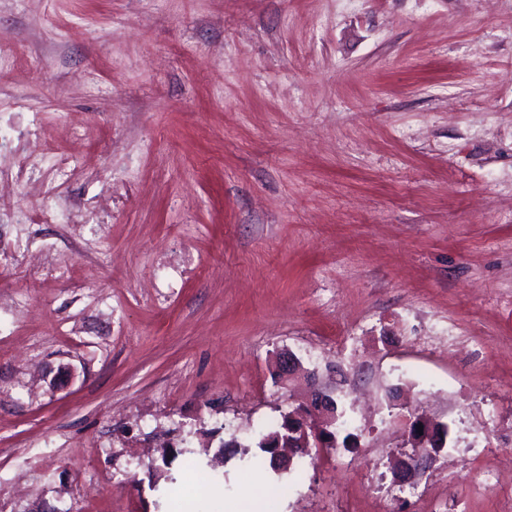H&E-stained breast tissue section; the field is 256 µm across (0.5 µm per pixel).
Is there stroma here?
I'll list each match as a JSON object with an SVG mask.
<instances>
[{"label": "stroma", "instance_id": "stroma-1", "mask_svg": "<svg viewBox=\"0 0 512 512\" xmlns=\"http://www.w3.org/2000/svg\"><path fill=\"white\" fill-rule=\"evenodd\" d=\"M0 188V512H512V0H0ZM313 390L311 393L310 407L317 414L318 423L317 427L311 429L308 432L304 427L303 423H300L293 413L285 415V422L288 426V432L285 429L284 418L282 423L269 430L266 434H262L257 445L264 452L272 454V448L277 438L284 437L290 433L295 436V440H288L285 442L288 447H282L279 443L273 448V461L278 463L280 468L285 469L290 465V460H282L277 453L278 448H322L327 443V440L332 439V432L328 429L335 425L338 418L337 415V402L329 394L325 393L322 389L313 384ZM290 430V431H289ZM419 423L423 425V435H419ZM404 435L411 448H430L428 454L435 453L436 448H444L446 436L437 424L423 417H413L405 424Z\"/></svg>", "mask_w": 512, "mask_h": 512}]
</instances>
